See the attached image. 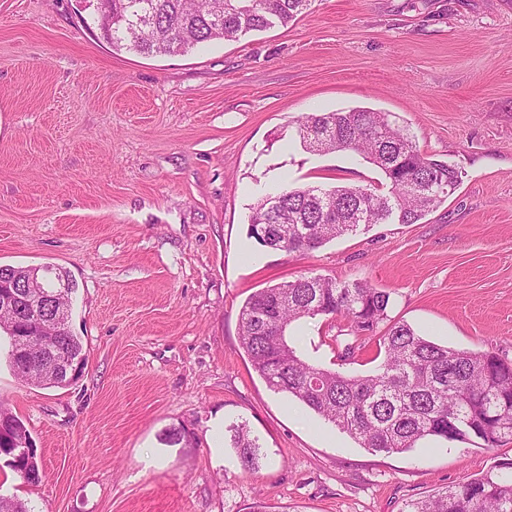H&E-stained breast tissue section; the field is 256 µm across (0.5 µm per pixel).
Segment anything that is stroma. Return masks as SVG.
<instances>
[{"mask_svg":"<svg viewBox=\"0 0 512 512\" xmlns=\"http://www.w3.org/2000/svg\"><path fill=\"white\" fill-rule=\"evenodd\" d=\"M387 113L461 173L437 211L305 255L248 236L283 187L385 189L352 152L301 147L297 120ZM0 265H53L77 283L85 365L66 387L0 403L40 458L31 484L0 461V494L30 512H402L475 477L498 451L420 441L374 452L276 393L241 347L258 289L319 274L391 295L388 318L442 344L512 360V0H312L285 27L179 54L112 49L80 0H0ZM344 319L293 323L310 364H342ZM246 423L260 469L227 429ZM189 443L170 444V429ZM230 446L236 449L241 466L246 473L254 474L259 467L260 449L258 439L252 437L246 424L230 428Z\"/></svg>","mask_w":512,"mask_h":512,"instance_id":"stroma-1","label":"stroma"}]
</instances>
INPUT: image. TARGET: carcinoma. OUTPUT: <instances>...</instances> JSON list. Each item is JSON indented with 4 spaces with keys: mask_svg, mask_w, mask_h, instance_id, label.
I'll list each match as a JSON object with an SVG mask.
<instances>
[{
    "mask_svg": "<svg viewBox=\"0 0 512 512\" xmlns=\"http://www.w3.org/2000/svg\"><path fill=\"white\" fill-rule=\"evenodd\" d=\"M312 0H112L92 11L102 38L116 50L157 55L186 52L212 40L236 41L251 32L286 26L302 16ZM305 149L319 154L350 151L363 156L389 181V188L336 185L283 188L259 199L248 216L267 228L261 246L304 255L374 224L391 220L415 224L448 198V182L461 173L420 151L405 129L384 112L368 109L311 113L297 121ZM28 268L0 266V281L21 286ZM49 285L76 284L67 272L45 267ZM390 294L366 281H338L322 275L253 292L239 311L241 346L253 369L277 392L286 393L339 431L372 451L402 453L425 439L469 443L490 450L512 440V362L493 351L440 345L411 326L394 322L376 337L383 354L373 373L351 376L312 365L288 343V326L303 319L340 315L348 320L351 357L387 320ZM0 333L18 378L44 388L69 385L52 367L68 356L85 360L81 340L59 327L42 332L37 323L20 322L19 312L0 311ZM48 346L37 366L15 357L21 342ZM230 446L243 470L259 467L258 439L246 425L230 428ZM30 437L24 423L0 405V455L10 456L15 442ZM35 484L38 457L8 463ZM402 512H512V459H502L479 476L405 503Z\"/></svg>",
    "mask_w": 512,
    "mask_h": 512,
    "instance_id": "carcinoma-1",
    "label": "carcinoma"
}]
</instances>
